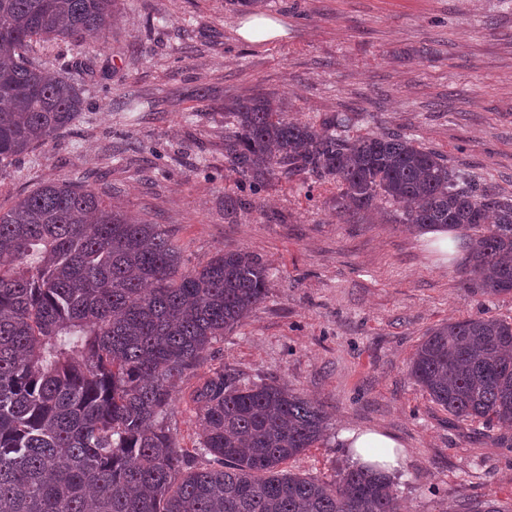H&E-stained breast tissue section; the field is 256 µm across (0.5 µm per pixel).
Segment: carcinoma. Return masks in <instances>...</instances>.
Here are the masks:
<instances>
[{
  "instance_id": "cac0c4a2",
  "label": "carcinoma",
  "mask_w": 512,
  "mask_h": 512,
  "mask_svg": "<svg viewBox=\"0 0 512 512\" xmlns=\"http://www.w3.org/2000/svg\"><path fill=\"white\" fill-rule=\"evenodd\" d=\"M116 0H0V171L67 129L81 88L30 55L87 47ZM224 159L240 189L308 174L338 183L342 210L390 224L472 232L483 295L512 292V196L465 178L400 134L352 135V117L288 119L271 95L228 108ZM244 250L186 266L160 224L112 210L91 187L50 180L0 212V512H398L388 477L346 469L332 482L280 470L325 438L321 407L285 385L211 371L191 394L195 456L164 419L179 382L267 294ZM410 375L459 421L512 427V322L432 329Z\"/></svg>"
}]
</instances>
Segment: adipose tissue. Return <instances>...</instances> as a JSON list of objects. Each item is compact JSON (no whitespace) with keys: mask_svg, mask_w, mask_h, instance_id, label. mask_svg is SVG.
I'll list each match as a JSON object with an SVG mask.
<instances>
[{"mask_svg":"<svg viewBox=\"0 0 512 512\" xmlns=\"http://www.w3.org/2000/svg\"><path fill=\"white\" fill-rule=\"evenodd\" d=\"M339 438L351 448V461L356 466L375 464L383 475L393 476L405 465V452L398 450L396 441L381 431L348 428L341 431Z\"/></svg>","mask_w":512,"mask_h":512,"instance_id":"ef3b65f1","label":"adipose tissue"}]
</instances>
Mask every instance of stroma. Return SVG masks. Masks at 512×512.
Returning <instances> with one entry per match:
<instances>
[{
	"instance_id": "stroma-1",
	"label": "stroma",
	"mask_w": 512,
	"mask_h": 512,
	"mask_svg": "<svg viewBox=\"0 0 512 512\" xmlns=\"http://www.w3.org/2000/svg\"><path fill=\"white\" fill-rule=\"evenodd\" d=\"M99 42L40 50L76 80L86 109L0 172V210L52 179L84 182L114 209L162 225L188 267L245 250L268 269L249 317L184 379L166 422L198 446L192 391L211 370L277 382L320 405L324 441L284 468L332 481L350 467L346 428L389 432L406 452L401 512L512 502V450L460 422L412 379L426 332L485 316L512 322V293L481 295L468 262H445L417 228L338 208L335 183L306 175L241 192L224 161V106L256 93L296 122L345 112L353 133L401 132L481 186L512 195V0H268L285 38L248 44L238 0H118Z\"/></svg>"
}]
</instances>
